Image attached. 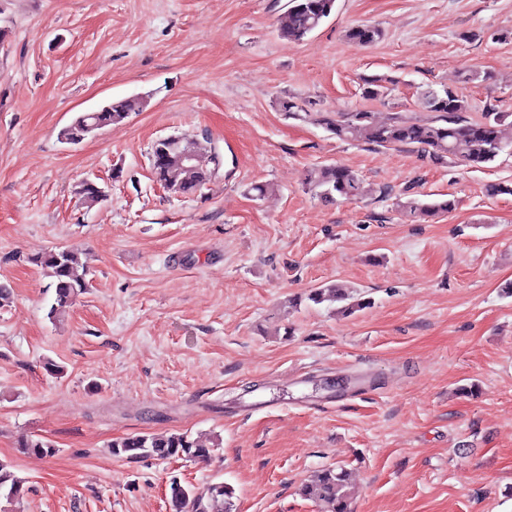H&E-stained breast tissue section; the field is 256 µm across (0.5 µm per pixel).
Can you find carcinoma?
Instances as JSON below:
<instances>
[{
    "label": "carcinoma",
    "mask_w": 512,
    "mask_h": 512,
    "mask_svg": "<svg viewBox=\"0 0 512 512\" xmlns=\"http://www.w3.org/2000/svg\"><path fill=\"white\" fill-rule=\"evenodd\" d=\"M335 0H289L288 9L280 22V36L290 43L302 41L328 18ZM350 42L369 46L383 38L381 28L361 24L347 32ZM386 86L382 79L372 77L364 80L362 95L375 99L384 95ZM418 104L434 118L424 122L397 116L388 122H379L374 113L367 110L352 112H320L317 123L341 140H361L378 147L408 146L416 149L432 162L440 163L448 158L471 168H482L496 160L506 148L502 141L501 127L512 116L489 107L481 117L473 120L465 116L469 111L466 97L458 90L445 87L440 91L427 90L421 93ZM143 107L137 98L113 101L97 111L82 112L59 131L60 139L69 144L80 143L90 131L124 122L131 113ZM189 150V143L183 137L171 135L153 144L150 152V166L157 182L175 194L192 195L201 190L217 174L221 166L219 154L210 155L188 164L183 153ZM305 185L322 200L333 203L338 199L359 200L367 194L362 176L351 168L340 164L316 166L308 171ZM77 194L82 202L92 206L104 197V191L90 180L79 183ZM455 202L449 198L430 201L420 198L417 193L403 191L396 197V207L406 218L416 219L449 213ZM33 261L43 267L51 278L54 289V303L49 316L55 318L72 305L79 295L90 288V271L86 265L69 250L50 251L38 255ZM307 299L323 302H343L345 310L362 308L367 302L356 299L351 291L335 284L315 288ZM19 447L45 457L55 454L51 442L41 438L24 437ZM110 453L127 460L153 457H209L214 446L192 439L186 433L164 434L144 433L122 437L109 445ZM24 481L18 478L10 465L0 460V491H5L8 500L23 495ZM303 497L318 503L322 512H350V491L345 469L328 467L317 471L300 488ZM172 512H231L234 489L216 482L198 491L172 481L169 488Z\"/></svg>",
    "instance_id": "cac0c4a2"
}]
</instances>
